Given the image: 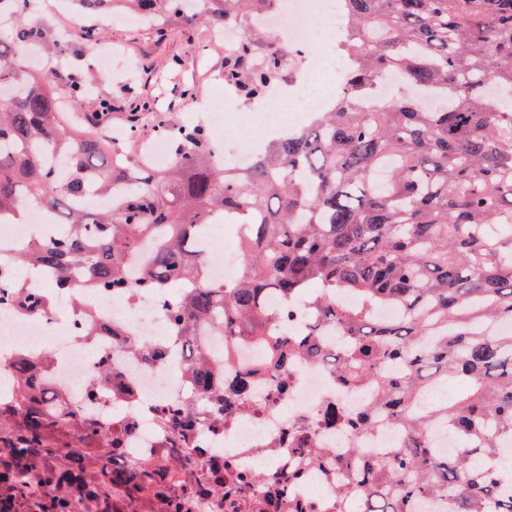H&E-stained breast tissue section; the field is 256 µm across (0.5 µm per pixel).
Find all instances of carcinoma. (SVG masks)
Masks as SVG:
<instances>
[{
  "instance_id": "obj_1",
  "label": "carcinoma",
  "mask_w": 512,
  "mask_h": 512,
  "mask_svg": "<svg viewBox=\"0 0 512 512\" xmlns=\"http://www.w3.org/2000/svg\"><path fill=\"white\" fill-rule=\"evenodd\" d=\"M8 1L10 33L0 36V219L22 223L25 205L54 210L64 231L0 256V291L24 314L60 305L72 288H115L168 295L193 287L167 308L170 335L136 339L124 353L145 360L180 351L187 387L180 402L142 404L121 368L103 353L84 389L85 403L60 386L41 385L51 361L19 353L0 396V512H325L307 499L283 506L303 471L267 476L224 450L210 433L245 410L254 388L290 387L294 360L331 362L342 386L369 382L373 409L346 413L334 404L317 418L363 436L383 414L405 431L389 453L363 448L345 462L348 480L330 512H417L438 500L440 512H512V0H343L347 36L339 47L352 65L346 92L308 127L277 138L244 166L217 162L203 126H187L184 146L159 172L100 137L106 101L84 126L57 112V87L71 106L90 81L73 70L52 79L28 69L22 47L39 44L56 70L69 69L49 25L29 18L30 0ZM187 0H74L79 13H139L163 26L183 19L224 22L272 0H212L191 14ZM279 54L246 38L224 55V83L261 96L281 76ZM393 69L433 92L426 108L397 98L374 109L375 77ZM494 77L495 98L487 96ZM244 226V262L236 282L208 276L198 237L217 219ZM139 256L140 278L127 280L126 258ZM56 273L55 289L35 292L13 266ZM317 286L347 295L351 306L319 296L304 337L276 328L270 294L286 301ZM393 307L400 316L377 318ZM331 322L341 341L330 355L315 341ZM198 336L256 347L253 366L199 347ZM236 371L227 380L224 373ZM467 381L449 402L426 407L429 385ZM135 403L154 415L161 438L147 456L128 458L131 423L91 418L89 405ZM447 426L461 452L440 455L426 429ZM313 423L284 434L297 456L327 468L331 448L311 447Z\"/></svg>"
}]
</instances>
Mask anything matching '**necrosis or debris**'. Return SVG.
Returning <instances> with one entry per match:
<instances>
[{"label": "necrosis or debris", "mask_w": 512, "mask_h": 512, "mask_svg": "<svg viewBox=\"0 0 512 512\" xmlns=\"http://www.w3.org/2000/svg\"><path fill=\"white\" fill-rule=\"evenodd\" d=\"M264 26L272 39L265 46L285 56L295 55L298 67L287 86L271 85L266 103L255 106L232 90H225L223 104L206 108L203 119L214 133L216 145L226 142L225 115L239 112L246 125L256 132L248 146L240 148L238 156L249 159L266 143L279 135L302 128L316 113L325 111L342 98L344 62L337 45L345 36V24L340 0H272L270 6L246 17L225 18L224 29L229 45H236L250 30ZM333 72L337 81L333 88L319 82L323 73ZM53 212L30 206L28 220L23 224H0V243L25 245L56 233ZM166 302L152 293L137 295L116 289L106 295L95 293L71 299L66 311H47L29 318L21 317L11 301L0 300V361L11 362L16 349L35 355L49 354L53 367L50 385L64 384L73 393H81L96 369L101 352L112 348V329L121 327L143 337L162 338L168 335L170 324L164 314ZM94 308L99 325L94 350H87L78 331L82 313ZM181 358L144 361L133 358L123 363L122 372L143 398L162 405L177 398L183 390ZM294 383L288 394L273 397L267 386H259L252 399L260 409L247 416H237L224 427L225 455L261 462L269 474H280L288 465V451L276 446L288 425L318 414L327 404L335 403L347 412L373 406L378 400L377 389L367 382L351 387L337 384L328 367L307 357H298L292 368ZM401 429L381 424L376 433L364 440H348L345 434L333 430H318L313 444L318 448L335 449L337 457H345L357 448L386 451L403 446Z\"/></svg>", "instance_id": "necrosis-or-debris-1"}]
</instances>
